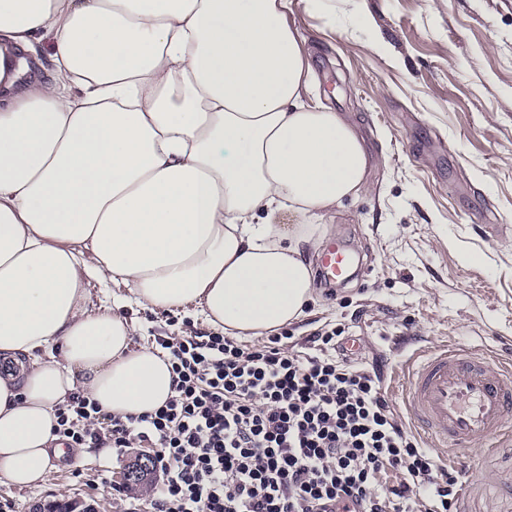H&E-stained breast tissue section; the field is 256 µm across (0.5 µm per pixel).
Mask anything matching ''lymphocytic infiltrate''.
Returning a JSON list of instances; mask_svg holds the SVG:
<instances>
[{
    "instance_id": "f902f5d3",
    "label": "lymphocytic infiltrate",
    "mask_w": 512,
    "mask_h": 512,
    "mask_svg": "<svg viewBox=\"0 0 512 512\" xmlns=\"http://www.w3.org/2000/svg\"><path fill=\"white\" fill-rule=\"evenodd\" d=\"M342 334L315 332L307 352L278 335L248 348L214 332L157 338L173 396L121 419L76 394L53 433L151 449L149 512H454L459 473L405 425L379 370L337 358Z\"/></svg>"
}]
</instances>
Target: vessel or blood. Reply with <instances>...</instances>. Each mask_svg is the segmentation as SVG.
<instances>
[{
  "label": "vessel or blood",
  "mask_w": 512,
  "mask_h": 512,
  "mask_svg": "<svg viewBox=\"0 0 512 512\" xmlns=\"http://www.w3.org/2000/svg\"><path fill=\"white\" fill-rule=\"evenodd\" d=\"M353 264L339 236L318 258L320 274L330 282L345 280ZM402 405L428 447L447 449L449 462L469 470L464 450L512 440V360L447 343L413 353L403 369Z\"/></svg>",
  "instance_id": "obj_1"
}]
</instances>
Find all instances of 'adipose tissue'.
<instances>
[{
  "label": "adipose tissue",
  "mask_w": 512,
  "mask_h": 512,
  "mask_svg": "<svg viewBox=\"0 0 512 512\" xmlns=\"http://www.w3.org/2000/svg\"><path fill=\"white\" fill-rule=\"evenodd\" d=\"M292 0H0V476L37 486L83 391L116 417L172 393L168 357L91 282L267 336L312 298L303 254L368 188L354 127L302 98ZM50 39L53 77L27 82ZM297 216L277 224L276 214ZM89 288L93 296V301H95L96 304L101 300L111 307L112 304L119 302L129 295L124 286H117L112 282L99 283L94 281L90 284Z\"/></svg>",
  "instance_id": "obj_1"
}]
</instances>
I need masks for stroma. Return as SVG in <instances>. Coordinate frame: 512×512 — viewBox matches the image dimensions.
<instances>
[{
  "label": "stroma",
  "instance_id": "obj_1",
  "mask_svg": "<svg viewBox=\"0 0 512 512\" xmlns=\"http://www.w3.org/2000/svg\"><path fill=\"white\" fill-rule=\"evenodd\" d=\"M289 25L309 55L308 101L345 117L369 158L370 188L324 219L367 273L313 287L294 344L327 325L356 341L351 362L392 382L411 353L448 341L512 354V0H294ZM94 300L134 320V346L208 333L198 306L146 310L92 282ZM146 449L84 448L52 460L37 487L0 477V501L34 512L75 499L122 512L148 499L123 475ZM457 512H512V444L472 461Z\"/></svg>",
  "mask_w": 512,
  "mask_h": 512
}]
</instances>
